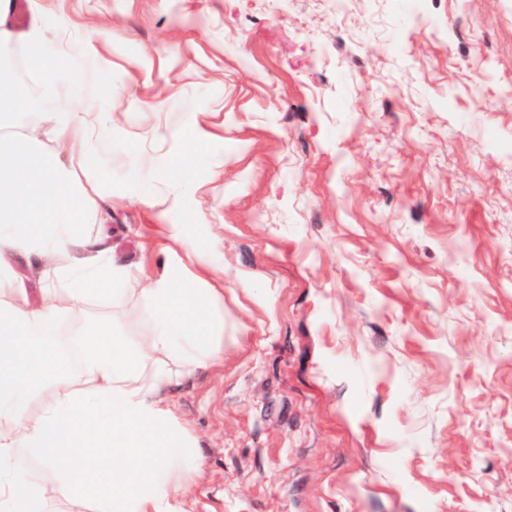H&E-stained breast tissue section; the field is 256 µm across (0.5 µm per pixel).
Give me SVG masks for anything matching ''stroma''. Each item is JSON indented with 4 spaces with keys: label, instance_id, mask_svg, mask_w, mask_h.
<instances>
[{
    "label": "stroma",
    "instance_id": "obj_1",
    "mask_svg": "<svg viewBox=\"0 0 512 512\" xmlns=\"http://www.w3.org/2000/svg\"><path fill=\"white\" fill-rule=\"evenodd\" d=\"M115 88L85 185L112 258L167 263L149 201L223 247L224 359L166 394L187 512H512V0H35ZM202 160L153 182L182 148ZM150 317L93 297L63 321ZM189 130V135L184 132ZM183 148L179 156H175L168 167L161 172V178L166 180L170 178L177 169H183L188 165L202 158L203 147L209 138V133L201 126L195 113L185 112L184 120L180 129Z\"/></svg>",
    "mask_w": 512,
    "mask_h": 512
}]
</instances>
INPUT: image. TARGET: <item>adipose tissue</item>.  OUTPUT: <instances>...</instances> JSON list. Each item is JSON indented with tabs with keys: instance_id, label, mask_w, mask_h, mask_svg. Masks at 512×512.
Wrapping results in <instances>:
<instances>
[{
	"instance_id": "1",
	"label": "adipose tissue",
	"mask_w": 512,
	"mask_h": 512,
	"mask_svg": "<svg viewBox=\"0 0 512 512\" xmlns=\"http://www.w3.org/2000/svg\"><path fill=\"white\" fill-rule=\"evenodd\" d=\"M0 4V42H22L57 107L22 132L0 135V512H180L202 461L162 393L175 371L188 374L221 357L224 279L213 257L181 232L198 221L181 206V224H162L169 267L144 282L112 262V246L84 232L98 209L81 178L97 165L93 140L108 112H79L87 94L81 56L52 44L39 15L26 26ZM40 96V97H41ZM183 148L161 176L201 159L209 138L195 113L184 115ZM51 263L40 302L12 267L15 257ZM105 295L113 308L141 297L150 312L146 347L107 322L74 336L65 315ZM46 471L34 479L30 462Z\"/></svg>"
}]
</instances>
